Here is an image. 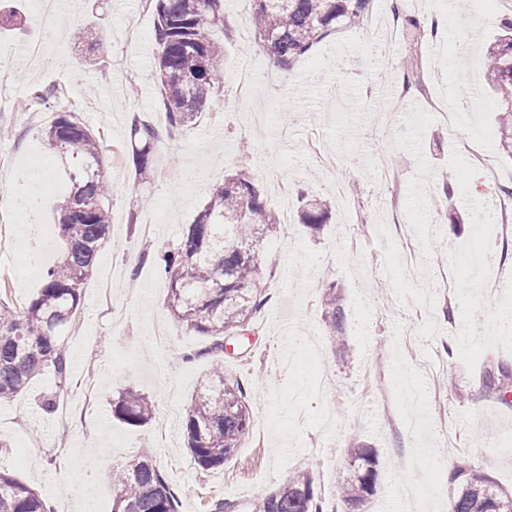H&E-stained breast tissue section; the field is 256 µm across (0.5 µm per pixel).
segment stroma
<instances>
[{"label":"stroma","instance_id":"35a3bbf8","mask_svg":"<svg viewBox=\"0 0 512 512\" xmlns=\"http://www.w3.org/2000/svg\"><path fill=\"white\" fill-rule=\"evenodd\" d=\"M396 0H370L361 26L315 44L290 66L258 48L251 0H224L227 78L195 125L169 136L154 76L151 0H63L56 31L43 34L33 0H0L25 19L0 28V301L26 303L64 241L52 221L59 194L37 206L28 161L47 178L61 162L42 131L65 110L97 137L112 175L110 242L84 286V304L61 341L70 368L64 390L47 373L0 401V470L34 487L55 512H112L113 466L145 453L178 499L179 512L232 502L253 512L298 470L312 472L325 512H351L338 482L352 441L378 451L376 491L364 512H446L448 471L460 457L512 489V404L483 377L512 367L503 340L512 308V235L495 229L512 199V161L497 148L489 96L462 106L452 85L486 87L485 50L508 9L499 0H425L439 39H423L407 64V37L387 45L377 31ZM94 27V61L75 52L71 30ZM251 75L240 95L237 77ZM53 88L37 104L33 91ZM454 110L456 139L442 113ZM290 115L289 124L275 118ZM158 131L155 173L138 183L130 165L133 118ZM480 152L498 172L474 185ZM394 181L379 177L381 165ZM252 181L282 222L257 245L265 300L223 357L210 337L180 327L167 309L168 282L145 244L178 246L210 189L230 175ZM455 189L452 210L440 205ZM332 209L318 235L297 222V193ZM335 283L347 311L338 350L321 304ZM246 387L252 427L224 467L198 468L185 447L182 413L216 361ZM154 404L152 421L112 415L119 391ZM57 393L53 413L41 399ZM428 447L420 455L419 447Z\"/></svg>","mask_w":512,"mask_h":512}]
</instances>
